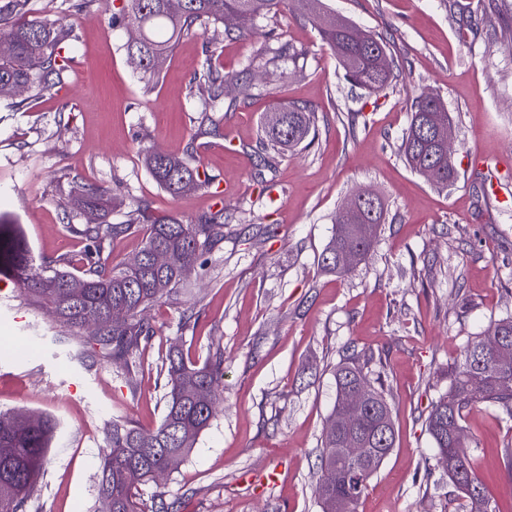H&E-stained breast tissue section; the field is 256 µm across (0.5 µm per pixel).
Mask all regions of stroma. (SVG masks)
Returning <instances> with one entry per match:
<instances>
[{
    "instance_id": "stroma-1",
    "label": "stroma",
    "mask_w": 512,
    "mask_h": 512,
    "mask_svg": "<svg viewBox=\"0 0 512 512\" xmlns=\"http://www.w3.org/2000/svg\"><path fill=\"white\" fill-rule=\"evenodd\" d=\"M119 5L96 0L76 14L69 0H30V17L73 25L71 79L21 110L0 107V218L20 225L36 260L46 262L85 248L64 212L78 181L109 189L114 224L136 200L188 218L221 210L231 221L223 244L178 293L147 310L155 334L127 365L95 356L90 330L61 327L0 276V412L56 424L25 512H103L104 429L115 419L141 427L161 420L163 364L173 348L198 362L223 353L224 401L187 460L139 486L143 512L162 501L178 512H321L322 430L336 394L334 367L349 352L384 376L396 430L358 512H463L426 417L467 341L512 317V175L498 169L512 161V39L464 45L446 0H325L328 10L384 34L389 53L407 63L373 107L342 79L317 31L285 9L267 26L279 42L307 49L302 73L284 62L255 72L235 90L238 109L212 113L216 128L201 135L189 80L206 41H221L220 64L239 70L259 38L228 40L223 28H207L180 41L149 85L124 50L129 29L105 26ZM425 88L439 93L452 118L458 178L443 192L398 153L407 101ZM293 102L316 109L318 138L267 170L257 153L263 118ZM147 150L193 153L212 188L171 197L144 166ZM494 170L501 196L478 199ZM362 190L383 200L385 222L366 261L340 278L318 259L337 210ZM190 308L201 316L186 327ZM466 431L488 494L500 512H512V476L501 458L512 448V418L476 412ZM274 468L284 471L280 483L257 490L250 475Z\"/></svg>"
}]
</instances>
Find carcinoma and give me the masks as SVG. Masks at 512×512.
I'll return each mask as SVG.
<instances>
[{
  "instance_id": "obj_1",
  "label": "carcinoma",
  "mask_w": 512,
  "mask_h": 512,
  "mask_svg": "<svg viewBox=\"0 0 512 512\" xmlns=\"http://www.w3.org/2000/svg\"><path fill=\"white\" fill-rule=\"evenodd\" d=\"M300 17L317 29L320 39L338 59L346 80L368 94H378L395 83L403 65L387 53V41L372 33L366 43L353 39L354 23L329 11L324 0H293ZM29 0H9V9L0 10V40L13 44V52L0 57V101L19 110L35 98L53 95L69 78L66 47L74 39L73 30L57 18L26 19ZM288 6V0H184L179 13L165 7V0H122L109 18L113 26H134L140 43L125 46L141 60L147 82L158 79L162 66L185 37L195 36L206 25L224 26V38L240 39L260 35L263 41L247 62L246 69H263L289 60L298 67L307 51L272 42L260 21ZM497 7L495 0H477L466 11L457 9V0H448L449 13L459 34L475 41L483 33L484 17ZM230 14L240 16V24L224 25ZM206 59L189 81L190 94H199L201 122L216 105L233 112L237 98H227V89L239 86L240 73L216 65L221 48L205 46ZM284 121L278 128L263 125L262 148L277 155L309 141L315 130V109L305 103L280 108ZM448 118L441 98L427 90L411 103V119L403 132L399 151L416 171L431 170L429 181L444 191L456 178L452 157L439 153L434 139L422 135L425 125ZM144 162L155 181L176 198L195 189L209 188L213 179L192 164L170 154L147 151ZM68 221L78 218L72 230L87 245L81 268L73 273L58 264L35 262L17 225L0 220V275L12 278L30 300L48 305L63 326L79 330L93 316H108L112 308L126 310L124 322L106 324L93 331L91 342L98 354L125 363L137 354L141 343L154 335V327L143 317L145 310L163 295L177 292L183 283L181 270L195 265L207 252L224 242V210L186 219L177 212L156 214L135 201L129 218L120 224L109 222L111 197L107 189L90 184L78 186L65 205ZM384 221V205L375 211L348 215L336 212V229L320 255L321 267L344 278L352 270L336 264V253L347 249L359 252V261L368 257ZM144 230V244L138 252L140 263H112L110 242L137 230ZM161 247L171 254L165 270L155 269L147 253ZM163 280L166 287H155ZM512 346V317L491 324L482 336L468 342L462 360L448 369V390L433 403L426 420L428 433L438 451L437 462L448 472V480L466 501L469 512H500L484 493L481 476L473 459L456 457L455 437L465 431V417L474 410L493 409L512 417V367L497 364L492 343ZM165 411L159 423L142 428L128 421H114L105 429L103 464L98 491L112 499V512H142L137 494L139 485L170 473L188 458L201 434L210 426L224 379L223 354L217 352L204 362L186 358L182 351L169 352L165 362ZM336 398L323 431L320 448L321 476H335L331 488L318 482L321 512H357L371 478L395 448L396 432L388 392L381 378H371L354 355L336 366ZM364 383L372 400L352 423L341 420L342 397ZM23 413H0V512H22L34 493L35 482L55 429L51 420L24 425ZM351 436L368 449L364 461L348 465L338 449Z\"/></svg>"
}]
</instances>
